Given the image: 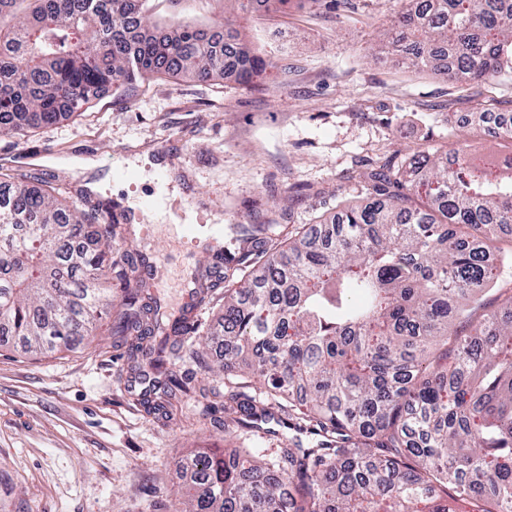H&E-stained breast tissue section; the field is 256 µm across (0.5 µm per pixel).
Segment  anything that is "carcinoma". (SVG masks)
<instances>
[{
  "label": "carcinoma",
  "instance_id": "1",
  "mask_svg": "<svg viewBox=\"0 0 512 512\" xmlns=\"http://www.w3.org/2000/svg\"><path fill=\"white\" fill-rule=\"evenodd\" d=\"M291 0H244L246 12ZM148 0H0V136L57 122L88 93L159 75L206 79L236 59L240 79L272 62L225 29L220 43L190 23L160 43L140 36ZM395 61L486 82L512 70V0H416L387 33ZM507 175L436 147L407 178L368 176L369 201L313 232L274 240L241 225L224 281V352L209 359L195 323L169 328L150 285L123 281L112 335L146 365L149 415L186 391L171 368L187 356L224 373V426L281 427L271 457L204 450L184 512H512V163ZM125 214L87 209L0 172V339L26 353L68 350L112 306L104 287ZM496 308L475 318L483 296ZM459 332L448 340V326ZM452 350L430 356L439 342ZM261 385L250 396L240 380Z\"/></svg>",
  "mask_w": 512,
  "mask_h": 512
}]
</instances>
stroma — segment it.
<instances>
[{
  "instance_id": "stroma-1",
  "label": "stroma",
  "mask_w": 512,
  "mask_h": 512,
  "mask_svg": "<svg viewBox=\"0 0 512 512\" xmlns=\"http://www.w3.org/2000/svg\"><path fill=\"white\" fill-rule=\"evenodd\" d=\"M410 0H292L277 13H241L233 0H149L146 34L172 21L212 33L229 20L270 59L251 83L159 76L123 90L100 89L74 118L22 140L0 137V172L53 184L66 201H112L124 212L112 243L113 295L120 257L163 259L154 282L170 312L179 285L211 263L208 240H183L182 224H273L278 233L312 224L337 205L366 197L362 175L402 170L417 152L448 145L502 169L512 140L488 128L512 115V77L479 85L396 63L384 31ZM98 166L77 177L63 159ZM136 162L132 182H106L113 162ZM124 346L102 321L67 351L24 353L0 342V512H181L189 458L201 449L276 448L279 436L242 435L200 412L202 390L223 378L192 371L167 420L147 415L127 392Z\"/></svg>"
}]
</instances>
